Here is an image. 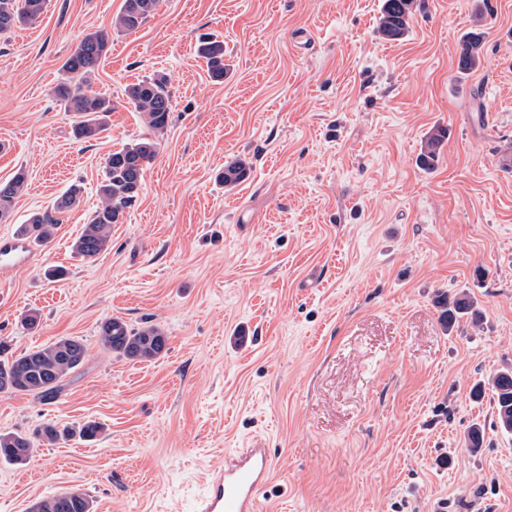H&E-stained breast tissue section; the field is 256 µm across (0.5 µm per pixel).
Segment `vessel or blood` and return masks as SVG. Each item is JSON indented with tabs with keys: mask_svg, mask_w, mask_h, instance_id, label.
<instances>
[{
	"mask_svg": "<svg viewBox=\"0 0 512 512\" xmlns=\"http://www.w3.org/2000/svg\"><path fill=\"white\" fill-rule=\"evenodd\" d=\"M34 252L33 241L27 236L1 241L0 267H18ZM272 470L267 449H240L212 475L197 512H258L259 496Z\"/></svg>",
	"mask_w": 512,
	"mask_h": 512,
	"instance_id": "1",
	"label": "vessel or blood"
}]
</instances>
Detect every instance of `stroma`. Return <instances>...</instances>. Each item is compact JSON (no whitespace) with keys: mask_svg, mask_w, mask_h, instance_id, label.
Instances as JSON below:
<instances>
[{"mask_svg":"<svg viewBox=\"0 0 512 512\" xmlns=\"http://www.w3.org/2000/svg\"><path fill=\"white\" fill-rule=\"evenodd\" d=\"M122 4L47 0L36 26L0 35V180L27 175L0 241L83 188L29 265L0 269V342L88 348L55 399L0 393V432L104 427L0 462V512L71 489L93 512H193L207 472L258 443L275 463L259 512H512L491 387L512 369V0H421L399 41L379 32L385 0H160L113 33L93 88L114 110L79 141L54 88ZM475 27L481 61L462 74ZM210 37L220 83L197 54ZM158 71L172 95L159 155L108 248L83 259L72 245L106 157L148 134L124 89ZM437 127L439 162L421 169ZM236 157L251 171L230 188L218 175ZM461 292L481 322L447 328L438 301ZM110 317L160 324L168 353L115 357L99 342ZM483 48L481 32H471L460 42L457 69L461 72L472 70L480 57ZM198 53L205 59L210 77L214 81L224 80V42L216 39L204 41Z\"/></svg>","mask_w":512,"mask_h":512,"instance_id":"stroma-1","label":"stroma"}]
</instances>
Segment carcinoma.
Returning a JSON list of instances; mask_svg holds the SVG:
<instances>
[{"label": "carcinoma", "mask_w": 512, "mask_h": 512, "mask_svg": "<svg viewBox=\"0 0 512 512\" xmlns=\"http://www.w3.org/2000/svg\"><path fill=\"white\" fill-rule=\"evenodd\" d=\"M160 0H124L122 10L112 20L111 29H97L86 33L76 49L65 60V77L55 88L56 97L66 109L83 117L73 127L75 139L93 138L106 130V119L113 111L112 100L93 90V78L112 47V31L138 29L159 6ZM46 0H0V34H6L20 26L33 27L40 21ZM415 0H386L379 20V32L388 40H400L407 35L412 20ZM483 48L480 32H471L460 42L457 69L461 72L473 69ZM198 53L205 59L210 77L224 80V42L213 39L202 42ZM124 94L128 104L134 107L151 129L153 136L142 138L118 151L110 153L104 165V174L98 184L99 204L88 224L73 243V250L83 258L92 260L104 251L110 242L112 225L122 223L125 212L136 201L141 191L144 175L155 162L160 142L167 132L172 100L165 75L156 74L126 86ZM446 133L439 130L431 134L418 156L420 166L433 168L439 160ZM250 172L249 164L236 158L224 166L221 179L231 186L242 181ZM26 174L17 171L11 179L0 182V220L9 217L15 198L24 188ZM82 187L71 186L59 197L53 208L36 213L29 222L19 226V233L39 243L51 240L59 224L56 214L63 213L80 201ZM444 317L453 325L461 314L468 313L473 303L460 296L444 302ZM102 347L118 358L130 361H152L168 352V336L158 324L131 327L125 320L112 317L100 326ZM87 347L76 337H62L53 342L33 347L19 355L0 360V390L6 393H22L47 401L55 398L64 378L78 369L86 360ZM497 396V416L500 429L507 430L503 416L512 419V370L498 372L492 381ZM103 431L97 421H87L76 428H59L52 422H44L30 434L0 433V460L18 465L30 457L37 442L54 444L61 439L79 436L93 441ZM484 427L474 423L465 433L468 447H483ZM89 496L81 494L78 500L67 501L63 494L33 505L32 512H92Z\"/></svg>", "instance_id": "cac0c4a2"}]
</instances>
